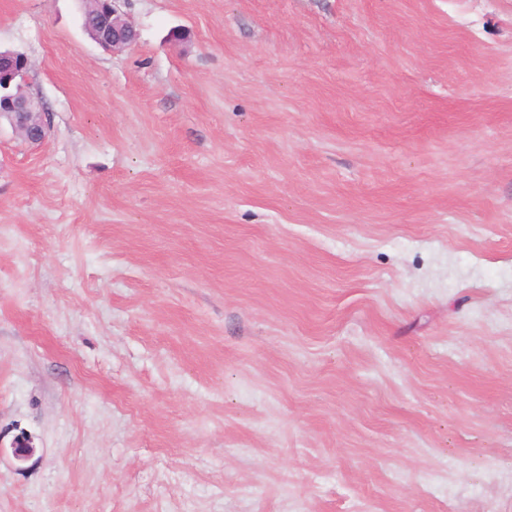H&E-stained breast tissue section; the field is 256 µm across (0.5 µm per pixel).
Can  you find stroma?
<instances>
[{"label":"stroma","mask_w":512,"mask_h":512,"mask_svg":"<svg viewBox=\"0 0 512 512\" xmlns=\"http://www.w3.org/2000/svg\"><path fill=\"white\" fill-rule=\"evenodd\" d=\"M119 7L0 0V512H512V0ZM107 4L112 20V34L110 30L94 28L91 35L96 43L112 53L123 51L134 44L138 32L133 23L120 11L119 0H98ZM1 61L9 66L0 70V122L5 117L22 140L39 146L50 134L51 118L39 101L24 92L22 85L31 69L30 59L24 53L5 51L0 54ZM16 78L19 83L16 92H5Z\"/></svg>","instance_id":"stroma-1"}]
</instances>
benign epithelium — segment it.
Masks as SVG:
<instances>
[{
  "label": "benign epithelium",
  "mask_w": 512,
  "mask_h": 512,
  "mask_svg": "<svg viewBox=\"0 0 512 512\" xmlns=\"http://www.w3.org/2000/svg\"><path fill=\"white\" fill-rule=\"evenodd\" d=\"M110 11L112 30L94 29L91 35L96 43L112 53L121 52L134 44L138 32L133 23L120 11L119 0H103ZM8 64L0 70V120L5 118L14 132L31 146H39L50 134V114L42 104L24 92L21 83L31 69L27 55L5 51L0 62Z\"/></svg>",
  "instance_id": "1"
}]
</instances>
